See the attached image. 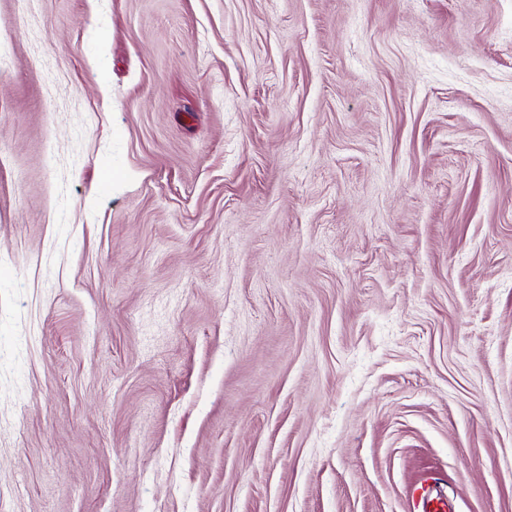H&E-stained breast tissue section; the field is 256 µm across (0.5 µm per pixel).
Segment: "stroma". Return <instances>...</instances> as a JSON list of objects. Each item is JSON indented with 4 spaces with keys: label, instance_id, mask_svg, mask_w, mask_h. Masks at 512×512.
<instances>
[{
    "label": "stroma",
    "instance_id": "1",
    "mask_svg": "<svg viewBox=\"0 0 512 512\" xmlns=\"http://www.w3.org/2000/svg\"><path fill=\"white\" fill-rule=\"evenodd\" d=\"M0 512H512V0H0ZM431 481L420 489L414 504L416 512H454L448 495L442 494L438 490V480L432 479Z\"/></svg>",
    "mask_w": 512,
    "mask_h": 512
}]
</instances>
